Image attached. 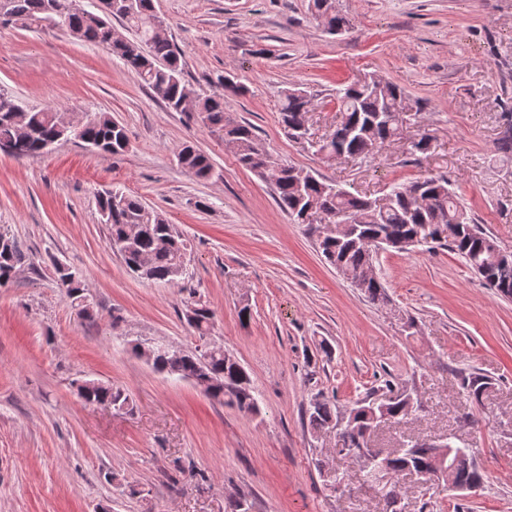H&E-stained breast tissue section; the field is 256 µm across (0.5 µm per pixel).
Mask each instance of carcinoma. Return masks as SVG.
<instances>
[{
  "mask_svg": "<svg viewBox=\"0 0 512 512\" xmlns=\"http://www.w3.org/2000/svg\"><path fill=\"white\" fill-rule=\"evenodd\" d=\"M112 2L100 0V12L94 13L73 7V0H0V17L7 16L11 23L23 28L41 30L46 27L49 12H55L61 27L72 37L112 51L168 109L178 112L184 99L192 98L195 120L218 133L243 167L264 174L269 157L255 128L226 114L222 95L202 96L185 82L181 52L172 39L155 33L160 15L153 0H128L126 7L115 10L111 8ZM310 9L331 34L351 28L350 19L336 11L335 0H311ZM114 18L133 30L135 38L127 39L116 32L112 28ZM407 102L404 90L388 78L378 84L371 81L347 85L336 93V111L341 119L334 133L320 140L318 152L362 160L372 158L382 144L403 139V121L395 113L402 111ZM310 103L302 89L285 93L278 112L288 135H294L308 121ZM16 104L15 97L0 89V144L11 145L12 156L16 158L43 154L47 145L72 137L111 154H119L128 146L126 128L105 112L89 114L80 125L68 128L64 114L53 107H26L16 112ZM504 120L497 151L512 157V113H505ZM177 163L198 180L209 178L213 169L210 158L192 145L183 146ZM299 172L301 169L295 166H281V175L275 182V201L296 224L303 223L301 216L309 201H316V222L309 224V228L317 233L325 261L346 279L353 281L372 269L374 256L367 246L370 240L389 238L393 241L391 249L397 252L406 251L404 244L408 241L416 246L444 243L497 294L512 298V256L507 263L501 260L493 237L474 221L445 176L430 174L408 183H394L389 186L388 201L380 205L375 198L355 195L337 184L323 182L309 171L301 178ZM97 204L103 223L109 227L112 248L132 273L152 282L176 280V268L185 263L186 244L161 213L139 197L120 190L99 194ZM339 221H350L355 227L341 235L327 233V226ZM22 259L17 242L0 233V284L12 279ZM56 276L78 315L94 320V305L85 296L82 279L68 267L56 270ZM363 293L373 302H387L384 285L376 275L369 278ZM196 307L199 312L191 327L203 339L211 332L213 314L200 303ZM154 369L206 384V394L221 403L248 413L258 411L250 374L224 351H215L204 363L192 351L175 349L158 358ZM460 385L468 397L480 403L491 388L492 379L462 375ZM78 394L87 403L112 404L120 409L130 406V397L123 389L98 380L83 381L78 385ZM414 411L415 405L405 390L394 393L383 414L372 413L368 398L356 402L345 417L340 435L342 448L349 453L366 444L367 432L380 417L396 423ZM308 413L316 432L338 424L336 406L326 399H312ZM450 447L453 458L458 460L453 474L455 485L481 486L483 474L471 459L469 444L457 438ZM440 452L442 449L431 443L416 441L406 445L402 454L389 459V467L394 475L408 467L429 473Z\"/></svg>",
  "mask_w": 512,
  "mask_h": 512,
  "instance_id": "obj_1",
  "label": "carcinoma"
}]
</instances>
